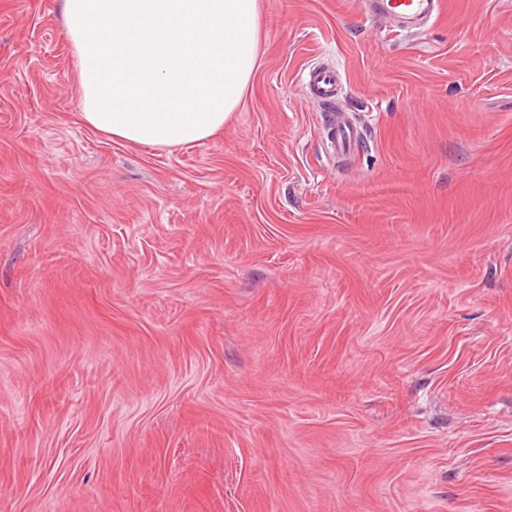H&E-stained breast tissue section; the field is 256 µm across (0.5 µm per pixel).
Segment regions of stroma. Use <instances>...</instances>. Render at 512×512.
<instances>
[{
	"label": "stroma",
	"mask_w": 512,
	"mask_h": 512,
	"mask_svg": "<svg viewBox=\"0 0 512 512\" xmlns=\"http://www.w3.org/2000/svg\"><path fill=\"white\" fill-rule=\"evenodd\" d=\"M78 98L62 0H0V512H512V0H262L170 151ZM370 15L398 19L421 28L439 15L442 0H368ZM342 75L337 66H314L303 72L300 86L321 102H330L341 89ZM327 136L334 153H346L357 142V131L347 122L333 121L328 128Z\"/></svg>",
	"instance_id": "1"
}]
</instances>
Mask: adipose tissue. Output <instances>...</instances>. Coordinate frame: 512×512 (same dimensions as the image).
Instances as JSON below:
<instances>
[{
    "mask_svg": "<svg viewBox=\"0 0 512 512\" xmlns=\"http://www.w3.org/2000/svg\"><path fill=\"white\" fill-rule=\"evenodd\" d=\"M80 117L176 148L222 130L260 60L261 0H63Z\"/></svg>",
    "mask_w": 512,
    "mask_h": 512,
    "instance_id": "ef3b65f1",
    "label": "adipose tissue"
}]
</instances>
